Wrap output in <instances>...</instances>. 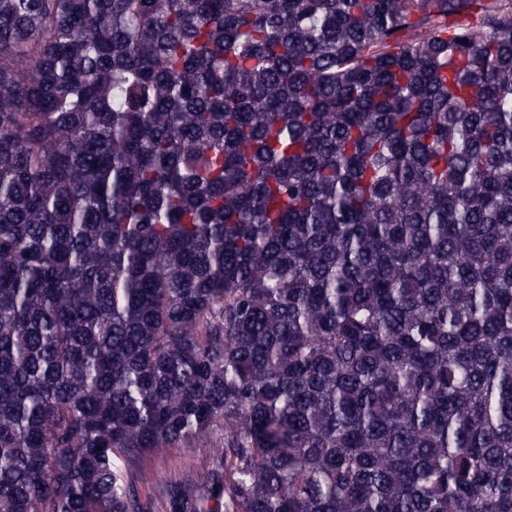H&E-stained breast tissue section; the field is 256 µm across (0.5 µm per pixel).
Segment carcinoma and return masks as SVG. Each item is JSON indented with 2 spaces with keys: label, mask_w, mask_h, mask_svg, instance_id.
Wrapping results in <instances>:
<instances>
[{
  "label": "carcinoma",
  "mask_w": 512,
  "mask_h": 512,
  "mask_svg": "<svg viewBox=\"0 0 512 512\" xmlns=\"http://www.w3.org/2000/svg\"><path fill=\"white\" fill-rule=\"evenodd\" d=\"M0 512H512V0H0ZM205 456L192 445L179 444L161 457L148 456L135 474L140 492L152 490L160 476L179 478L207 464Z\"/></svg>",
  "instance_id": "obj_1"
}]
</instances>
